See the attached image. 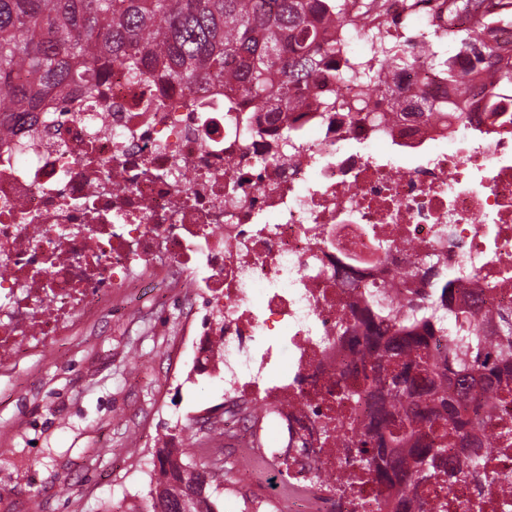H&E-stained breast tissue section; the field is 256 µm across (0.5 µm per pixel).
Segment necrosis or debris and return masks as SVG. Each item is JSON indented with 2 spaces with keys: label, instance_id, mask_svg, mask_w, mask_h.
Instances as JSON below:
<instances>
[{
  "label": "necrosis or debris",
  "instance_id": "necrosis-or-debris-1",
  "mask_svg": "<svg viewBox=\"0 0 512 512\" xmlns=\"http://www.w3.org/2000/svg\"><path fill=\"white\" fill-rule=\"evenodd\" d=\"M435 11L433 0H378L336 32L362 59L381 20L416 28ZM322 92L347 101L357 90L320 85L272 126L228 110L223 86L192 93L116 66L96 111L56 99L35 125L0 132V366L69 335L113 289L152 278L166 252L181 287L212 306L194 361L230 394L224 431L250 462L247 484L288 473L287 498L265 500L269 512H388L373 475L336 446L374 412L336 399L337 383L361 381L353 311L380 288L385 305L407 304L432 259L454 277L458 304L512 308V107L412 119L374 95L386 115L372 122L321 111ZM253 404L262 412L245 420ZM488 407L476 434L486 480L439 493L444 512L461 501L502 512L512 396Z\"/></svg>",
  "mask_w": 512,
  "mask_h": 512
}]
</instances>
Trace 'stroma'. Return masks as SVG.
Instances as JSON below:
<instances>
[{
	"instance_id": "stroma-1",
	"label": "stroma",
	"mask_w": 512,
	"mask_h": 512,
	"mask_svg": "<svg viewBox=\"0 0 512 512\" xmlns=\"http://www.w3.org/2000/svg\"><path fill=\"white\" fill-rule=\"evenodd\" d=\"M201 300L171 285L124 289L60 347L0 367V512H146L159 438L185 439L187 460L217 459L220 512H254L280 480L230 495L242 469L196 416L224 419V383L182 368L187 313Z\"/></svg>"
}]
</instances>
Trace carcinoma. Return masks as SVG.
<instances>
[{
  "instance_id": "carcinoma-1",
  "label": "carcinoma",
  "mask_w": 512,
  "mask_h": 512,
  "mask_svg": "<svg viewBox=\"0 0 512 512\" xmlns=\"http://www.w3.org/2000/svg\"><path fill=\"white\" fill-rule=\"evenodd\" d=\"M448 17L465 13L471 26L442 24L441 16L418 43L390 42L383 22L370 36L374 63L341 69L347 45L331 35L336 24L366 16L369 0H0V113L22 121L41 111L49 96L78 92L93 97L100 78L117 64L142 81L160 74L190 92L222 82L238 93L250 112L275 118L299 109L325 74L359 90L355 104L328 96L323 111L372 112L368 93L379 90L389 108L409 112H460L462 106L423 88L410 94L396 85L399 74L428 68L457 98L480 88L478 102L490 112L512 102V48L489 44L482 35L493 19L512 17V0H445ZM448 42L446 56L434 41ZM431 282L429 292L406 309L367 302L360 310L365 327L360 361L363 384L340 389L350 404L373 397L376 411L366 430L343 443L349 463L375 474L393 512H441L444 503L424 497L429 486L448 489L483 474L481 446L464 460L448 457L449 440L480 424V391L512 394V310L488 311L497 322L490 341L480 334L474 313L455 306L452 282L438 261L417 271ZM435 336L448 337L445 367L429 349ZM151 479L155 493L181 482L206 486L193 512H218L212 486L216 473L202 464L184 469L179 449L169 448Z\"/></svg>"
}]
</instances>
